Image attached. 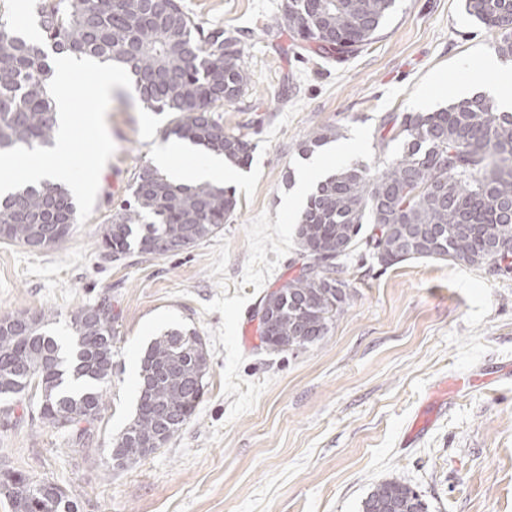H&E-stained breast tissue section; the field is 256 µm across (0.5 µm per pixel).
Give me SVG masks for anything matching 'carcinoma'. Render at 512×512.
Masks as SVG:
<instances>
[{
	"instance_id": "obj_1",
	"label": "carcinoma",
	"mask_w": 512,
	"mask_h": 512,
	"mask_svg": "<svg viewBox=\"0 0 512 512\" xmlns=\"http://www.w3.org/2000/svg\"><path fill=\"white\" fill-rule=\"evenodd\" d=\"M464 10L496 33L492 48L512 58V0H463ZM395 0H287L275 25L346 60L373 43ZM55 55L124 66L144 107L171 115L167 132L242 163L250 142L224 131L212 115L249 89L241 39L222 27L205 32L180 0H38L33 28L0 17V151L53 145L57 118L48 85ZM384 145L402 150L376 170L336 169L317 184L298 218L295 238L305 259L298 273L261 300L259 338L266 348L294 351L322 341L349 305L341 260L360 246L384 265L417 258L501 269L512 266V112L483 95L432 112L387 113ZM333 127L312 130L299 145L308 156L335 141ZM133 201L112 214L102 235L104 260L132 254L175 255L188 235L202 241L234 214L231 188L175 186L145 166ZM77 223V204L62 184L26 185L0 198V241L32 248L38 230L55 229L53 244ZM42 310L17 327L0 324V398L35 391L37 418L82 444L105 404L112 376V301L104 297L70 316L68 351ZM210 370L206 344L194 330L169 328L140 359L132 418L110 442L113 467L125 468L163 448L186 426L204 395ZM38 480L0 476V499L11 512H78L66 490L50 501L33 493ZM361 512H427L406 483L377 484Z\"/></svg>"
}]
</instances>
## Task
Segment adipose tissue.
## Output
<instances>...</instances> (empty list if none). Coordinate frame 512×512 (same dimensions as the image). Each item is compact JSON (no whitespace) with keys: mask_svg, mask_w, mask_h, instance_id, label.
Returning <instances> with one entry per match:
<instances>
[{"mask_svg":"<svg viewBox=\"0 0 512 512\" xmlns=\"http://www.w3.org/2000/svg\"><path fill=\"white\" fill-rule=\"evenodd\" d=\"M154 165L168 179L187 187H220L232 177L223 155L198 153L189 143L178 139L167 141L155 152Z\"/></svg>","mask_w":512,"mask_h":512,"instance_id":"ef3b65f1","label":"adipose tissue"}]
</instances>
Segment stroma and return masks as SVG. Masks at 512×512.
<instances>
[{
  "instance_id": "obj_1",
  "label": "stroma",
  "mask_w": 512,
  "mask_h": 512,
  "mask_svg": "<svg viewBox=\"0 0 512 512\" xmlns=\"http://www.w3.org/2000/svg\"><path fill=\"white\" fill-rule=\"evenodd\" d=\"M201 27L243 34L248 94L216 107L253 146L234 180L238 207L213 236L177 255L104 262L98 248L117 206L165 142L170 117L117 86L106 115L115 153L91 217L39 251L0 242V316L72 312L112 300L114 365L106 405L74 447L32 419L28 400L0 413V474L22 471L67 489L78 512H361L374 486L398 479L427 512H512V270L411 259L379 264L358 248L343 263L346 312L321 343L261 348V299L299 267L288 173L311 131L335 127L350 162L395 154L388 112H430L456 100L449 80L495 81L492 32L462 0H396L378 39L348 61L316 57L274 20L287 0H181ZM171 327L196 331L211 370L195 417L169 443L124 469L110 441L131 419L139 358ZM470 377L449 402L433 391ZM431 424L407 434L417 414Z\"/></svg>"
}]
</instances>
